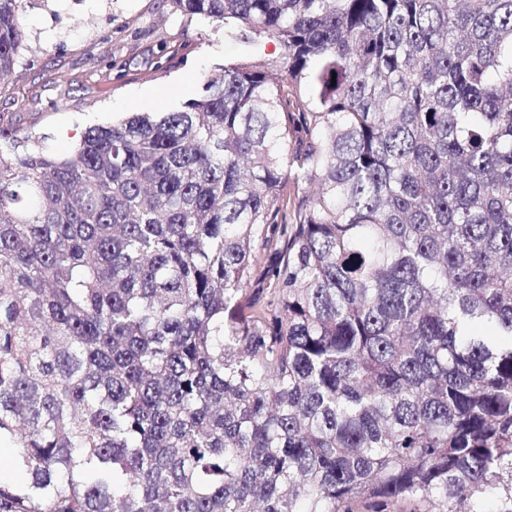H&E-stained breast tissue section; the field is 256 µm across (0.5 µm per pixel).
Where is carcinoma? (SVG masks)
I'll return each instance as SVG.
<instances>
[{"instance_id":"carcinoma-1","label":"carcinoma","mask_w":512,"mask_h":512,"mask_svg":"<svg viewBox=\"0 0 512 512\" xmlns=\"http://www.w3.org/2000/svg\"><path fill=\"white\" fill-rule=\"evenodd\" d=\"M169 2L197 97L0 149V512H512V0Z\"/></svg>"}]
</instances>
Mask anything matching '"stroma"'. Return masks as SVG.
Listing matches in <instances>:
<instances>
[{
  "label": "stroma",
  "mask_w": 512,
  "mask_h": 512,
  "mask_svg": "<svg viewBox=\"0 0 512 512\" xmlns=\"http://www.w3.org/2000/svg\"><path fill=\"white\" fill-rule=\"evenodd\" d=\"M13 75L0 82V143L33 133L61 152L86 128L197 96L230 53L224 32L168 0H34Z\"/></svg>",
  "instance_id": "obj_1"
}]
</instances>
